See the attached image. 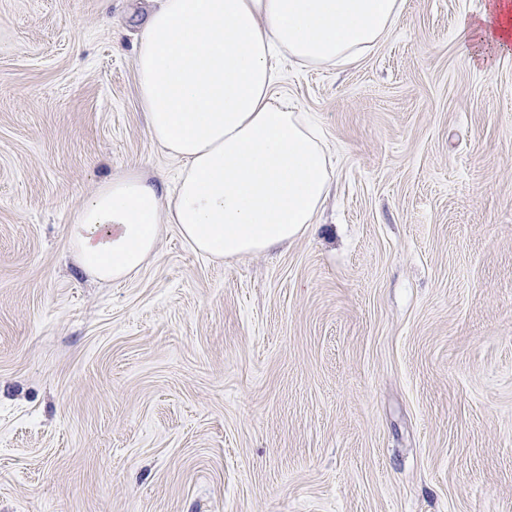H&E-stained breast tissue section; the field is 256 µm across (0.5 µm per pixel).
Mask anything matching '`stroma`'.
I'll return each instance as SVG.
<instances>
[{"instance_id":"1","label":"stroma","mask_w":512,"mask_h":512,"mask_svg":"<svg viewBox=\"0 0 512 512\" xmlns=\"http://www.w3.org/2000/svg\"><path fill=\"white\" fill-rule=\"evenodd\" d=\"M485 5L277 58L332 163L315 223L224 261L165 224L113 283L74 211L179 176L138 96L151 0H0V512H512V56L455 38Z\"/></svg>"}]
</instances>
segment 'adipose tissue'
<instances>
[{
	"mask_svg": "<svg viewBox=\"0 0 512 512\" xmlns=\"http://www.w3.org/2000/svg\"><path fill=\"white\" fill-rule=\"evenodd\" d=\"M405 0H161L135 65L151 139L180 165L170 204L130 169L74 212L70 243L93 277L122 280L176 225L197 252L239 258L303 234L330 186L323 134L286 96L274 52L305 66L344 64L388 36ZM462 48L483 64L512 55V0L463 18Z\"/></svg>",
	"mask_w": 512,
	"mask_h": 512,
	"instance_id": "ef3b65f1",
	"label": "adipose tissue"
}]
</instances>
